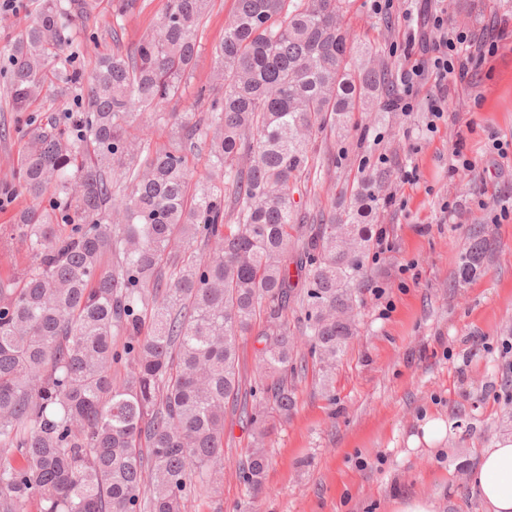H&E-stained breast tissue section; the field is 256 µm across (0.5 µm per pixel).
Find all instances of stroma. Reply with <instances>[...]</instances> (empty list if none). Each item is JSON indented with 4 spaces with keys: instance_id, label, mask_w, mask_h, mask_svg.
I'll return each instance as SVG.
<instances>
[{
    "instance_id": "obj_1",
    "label": "stroma",
    "mask_w": 512,
    "mask_h": 512,
    "mask_svg": "<svg viewBox=\"0 0 512 512\" xmlns=\"http://www.w3.org/2000/svg\"><path fill=\"white\" fill-rule=\"evenodd\" d=\"M166 7L167 0H141L124 23L122 48L150 34ZM435 7L450 28L483 30L495 42L451 85L442 118L430 113V76L419 80L413 111L391 110L380 95L373 108L351 112L344 129L316 138L317 178L293 193L300 212L327 219L347 207L353 184L368 175L378 180L374 242L356 290L357 333L323 371L301 336L300 307L291 303L294 407L271 421L261 488L243 478L254 430L230 411L221 479L192 477L184 512H392L411 496L437 499L440 512H482L468 488L475 451L512 433V360L504 354L512 343V0H392L381 13L372 0H348L343 22L396 84L422 61L409 33ZM235 9L236 0H213L192 78L167 111H196L195 89L210 82L212 47ZM7 85L1 72L0 192L13 194L14 203L0 212V280L15 283L31 263L13 231L33 205L16 176L27 147L21 130L30 116L66 111L74 99L65 92L17 112ZM496 141L502 150L493 149ZM460 156L471 168L457 167ZM404 168L416 169V182H400ZM476 226L494 248L464 281L458 269ZM426 413L452 424L443 454L408 449Z\"/></svg>"
}]
</instances>
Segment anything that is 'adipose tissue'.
Listing matches in <instances>:
<instances>
[{"label": "adipose tissue", "mask_w": 512, "mask_h": 512, "mask_svg": "<svg viewBox=\"0 0 512 512\" xmlns=\"http://www.w3.org/2000/svg\"><path fill=\"white\" fill-rule=\"evenodd\" d=\"M470 485L485 512H512V435L478 451Z\"/></svg>", "instance_id": "adipose-tissue-1"}]
</instances>
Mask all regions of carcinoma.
Segmentation results:
<instances>
[{
  "instance_id": "obj_1",
  "label": "carcinoma",
  "mask_w": 512,
  "mask_h": 512,
  "mask_svg": "<svg viewBox=\"0 0 512 512\" xmlns=\"http://www.w3.org/2000/svg\"><path fill=\"white\" fill-rule=\"evenodd\" d=\"M211 2L168 0L155 33L92 67L68 52L93 9L85 0H38L20 37L0 45L15 111L51 87L85 97L64 124L49 117L28 132L17 174L51 205L18 216L31 264L20 284L0 281V512L34 501L40 512H182L191 476L223 468L229 407L257 431L246 461L257 489L268 426L239 404L240 337L265 316L250 396L267 394L286 417L291 299L323 366L354 335L363 212L308 226L292 187L311 174L312 137L390 91L388 68L351 67L361 50L343 24L346 0H237L212 48L217 83L197 90L204 118L167 112L192 78ZM138 8L112 0V38ZM143 114L172 126L169 144L132 133ZM197 144L209 175L193 184L187 148ZM199 233L202 250L178 248ZM492 246L474 227L459 277ZM116 365L127 370L120 383Z\"/></svg>"
}]
</instances>
